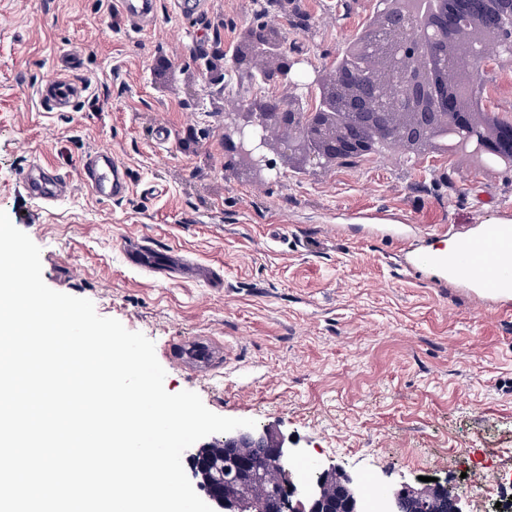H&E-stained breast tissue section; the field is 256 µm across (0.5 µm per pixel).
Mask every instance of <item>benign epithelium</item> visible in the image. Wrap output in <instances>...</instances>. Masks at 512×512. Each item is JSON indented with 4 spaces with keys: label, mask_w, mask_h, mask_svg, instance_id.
Segmentation results:
<instances>
[{
    "label": "benign epithelium",
    "mask_w": 512,
    "mask_h": 512,
    "mask_svg": "<svg viewBox=\"0 0 512 512\" xmlns=\"http://www.w3.org/2000/svg\"><path fill=\"white\" fill-rule=\"evenodd\" d=\"M496 45L486 54L485 40ZM512 64V0H375L373 19L328 65L299 71L301 58L288 53L281 31L258 21L247 25L240 45L221 54L220 65L205 63L214 80L229 74L262 78L275 88L286 84L288 98L255 90L250 99L224 113V166H243L271 181L281 174L278 160L286 158L310 171L327 170L348 156L370 158L385 143L403 140L421 157L436 147L440 129L458 145L459 153L475 158L481 169H499L512 162V118L486 110V120L473 119V109L485 104L494 70ZM458 76L448 85V72ZM288 129V138L273 145L268 128ZM237 448L239 456L212 463L196 455L195 475L202 478L208 499L218 512H332L353 509L352 477L339 469H324L309 461L318 475L312 491L299 496L290 485L286 501L270 497L277 477L286 470L252 469L246 452L260 448L269 457L288 462L291 449L268 429L239 428L212 439ZM418 496L406 484L402 491L383 493L384 512H404L402 492ZM426 512H462L452 497Z\"/></svg>",
    "instance_id": "7a95c632"
}]
</instances>
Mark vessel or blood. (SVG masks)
<instances>
[{
    "label": "vessel or blood",
    "mask_w": 512,
    "mask_h": 512,
    "mask_svg": "<svg viewBox=\"0 0 512 512\" xmlns=\"http://www.w3.org/2000/svg\"><path fill=\"white\" fill-rule=\"evenodd\" d=\"M120 10L136 24L150 21L155 15L154 0H119ZM71 63L60 59L56 69L38 88L41 102L53 112L71 110L84 95L86 86L71 74ZM81 182L92 193L120 200L130 186L123 167L110 149L101 148L85 156L81 163ZM69 180L58 170L35 166L22 179L24 191L34 200L56 202ZM404 269L419 275L427 269L437 270L448 280L464 278L472 302L484 306L490 301L512 302V225L482 224L475 233L453 238L449 249L412 250L403 260ZM183 355L189 367L208 368L216 359L213 348L200 342L185 345Z\"/></svg>",
    "instance_id": "vessel-or-blood-1"
}]
</instances>
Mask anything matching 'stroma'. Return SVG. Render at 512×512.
Instances as JSON below:
<instances>
[{
	"label": "stroma",
	"instance_id": "35a3bbf8",
	"mask_svg": "<svg viewBox=\"0 0 512 512\" xmlns=\"http://www.w3.org/2000/svg\"><path fill=\"white\" fill-rule=\"evenodd\" d=\"M374 7L209 0L184 17L157 0L139 27L116 0H0V211L40 248L48 287L153 341L168 392L255 420L368 496L433 477L465 512H489L512 503V307L478 308L464 284L409 275L400 258L512 218V172L391 148L326 172L288 168L277 183L224 166L225 96L204 57L261 14L288 51L322 65ZM66 52L87 92L52 112L37 88ZM165 58L175 66L162 73ZM102 147L127 172L122 200L77 177ZM36 161L71 179L54 203L19 185ZM386 224L404 235L383 236ZM127 243L165 270L128 263ZM192 341L216 350L212 366L184 365Z\"/></svg>",
	"mask_w": 512,
	"mask_h": 512
}]
</instances>
